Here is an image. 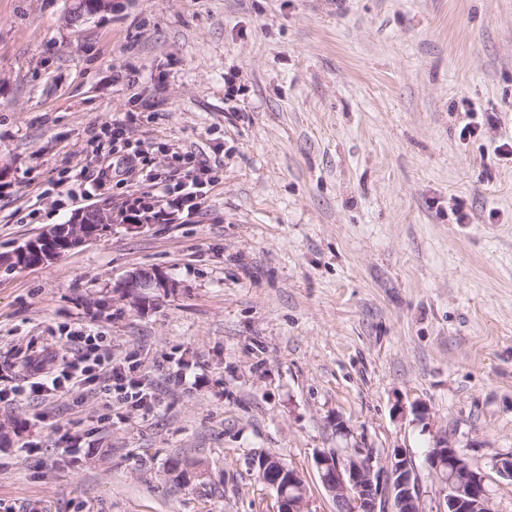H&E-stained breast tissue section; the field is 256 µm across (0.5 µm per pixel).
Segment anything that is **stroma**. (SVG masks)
Masks as SVG:
<instances>
[{
    "label": "stroma",
    "instance_id": "stroma-1",
    "mask_svg": "<svg viewBox=\"0 0 512 512\" xmlns=\"http://www.w3.org/2000/svg\"><path fill=\"white\" fill-rule=\"evenodd\" d=\"M69 5L0 0V254L140 194L136 150L224 180L192 218L0 265V512H271L261 452L336 512L314 455L358 445L406 450L435 512L441 434L512 512V0ZM141 269L172 288L114 291ZM80 330L139 355L153 410L13 395ZM84 1L76 3L73 1V4L70 5L67 11V19L72 26H81L86 24L96 16L112 10V0Z\"/></svg>",
    "mask_w": 512,
    "mask_h": 512
}]
</instances>
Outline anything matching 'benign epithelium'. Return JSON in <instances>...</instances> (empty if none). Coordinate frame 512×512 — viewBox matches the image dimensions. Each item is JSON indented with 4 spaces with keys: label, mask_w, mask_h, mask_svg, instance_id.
Masks as SVG:
<instances>
[{
    "label": "benign epithelium",
    "mask_w": 512,
    "mask_h": 512,
    "mask_svg": "<svg viewBox=\"0 0 512 512\" xmlns=\"http://www.w3.org/2000/svg\"><path fill=\"white\" fill-rule=\"evenodd\" d=\"M112 11V0H80L70 5L67 19L81 26ZM120 221L119 205H99L76 211L58 234L48 229L37 239L27 240L12 254L24 267L43 265L66 251L74 250L105 233L103 227ZM173 283L153 271H138L115 285L126 295L142 297L151 288H171ZM321 486L336 505V512H426L418 471L410 455L397 449L382 466L373 464L364 448L318 451L314 457ZM426 467L445 486V507L437 512H496L487 484L488 476L475 469L455 442L446 435L429 449ZM257 479L276 493L277 512H310L309 492L303 475L294 467L273 459L254 456L248 461Z\"/></svg>",
    "instance_id": "obj_1"
}]
</instances>
